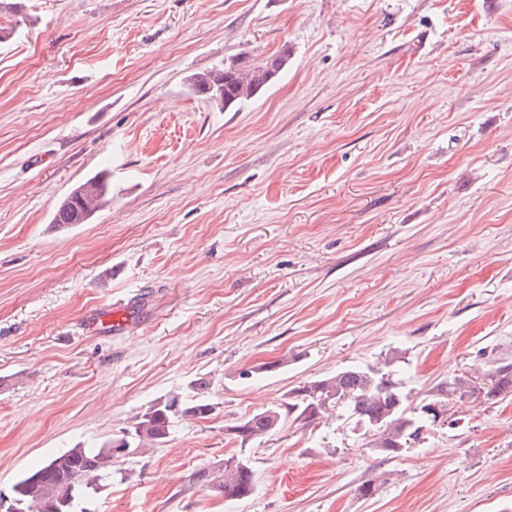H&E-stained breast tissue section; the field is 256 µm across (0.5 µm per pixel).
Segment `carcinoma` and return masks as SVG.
Here are the masks:
<instances>
[{
	"instance_id": "obj_1",
	"label": "carcinoma",
	"mask_w": 512,
	"mask_h": 512,
	"mask_svg": "<svg viewBox=\"0 0 512 512\" xmlns=\"http://www.w3.org/2000/svg\"><path fill=\"white\" fill-rule=\"evenodd\" d=\"M288 65V57L279 53L267 57L259 64L245 70L234 71L230 65L213 67L193 75L195 91L204 94L207 86L224 83V107L238 104L251 95L252 89L269 85ZM112 199V191L106 195L98 192H70L55 210L52 223L85 224L103 204ZM198 400L182 402L172 409V396L158 398L146 410L132 417L130 425L122 431L121 440L137 452L140 448L168 441L174 424L183 419H205L213 412V406L205 399L209 381L203 377L194 383ZM512 394V364L490 368L483 372L480 382L460 374L448 380V387L441 388L431 400L454 416L462 419L455 405L474 399L494 403L502 396ZM406 396L402 382L392 373L373 367H350L324 379L315 380L293 392L288 402V413L312 423L336 413L343 406L349 417L364 435L370 437L369 447L384 456H395L402 451L400 443L409 435L419 436L422 426L412 427L417 419L415 411L405 406ZM282 419L281 408L270 407L253 413L231 427L234 437L241 442L257 441L277 428ZM109 443L99 447L69 448L46 459L36 469L21 477L16 485L23 487L30 497L66 496L83 500L96 493L101 483L112 479V462L107 453ZM189 483L224 493L228 500L249 497L255 488L254 472L243 456L224 459L217 469L200 468L189 475Z\"/></svg>"
}]
</instances>
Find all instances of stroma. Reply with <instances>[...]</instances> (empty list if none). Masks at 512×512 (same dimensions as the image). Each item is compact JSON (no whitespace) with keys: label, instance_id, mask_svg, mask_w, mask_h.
I'll return each instance as SVG.
<instances>
[{"label":"stroma","instance_id":"obj_1","mask_svg":"<svg viewBox=\"0 0 512 512\" xmlns=\"http://www.w3.org/2000/svg\"><path fill=\"white\" fill-rule=\"evenodd\" d=\"M284 49L240 105L190 88ZM387 360L411 409L512 363V0H0V489L204 377L89 512H512V395L393 458L342 410L229 433ZM239 453L251 497L190 484ZM95 179H98L102 181L103 184L108 185L107 194L104 197H101V194L97 191L95 193L94 191L73 192V190H71L69 196H66L56 208L52 219L53 224H56L57 226H64L65 224L87 223L97 210L104 207L103 204H107L112 199V185L106 171H101L87 179L83 182L85 183L83 187L85 189L96 190L99 187V182ZM86 182H88V184ZM281 419V408L270 407L242 418L230 431L235 438H240L241 442L257 441L276 429Z\"/></svg>","mask_w":512,"mask_h":512}]
</instances>
